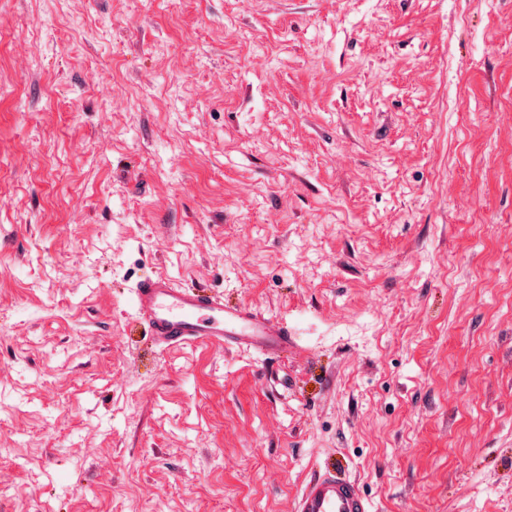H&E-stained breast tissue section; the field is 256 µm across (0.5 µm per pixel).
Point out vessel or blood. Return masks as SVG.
I'll return each instance as SVG.
<instances>
[{"mask_svg":"<svg viewBox=\"0 0 512 512\" xmlns=\"http://www.w3.org/2000/svg\"><path fill=\"white\" fill-rule=\"evenodd\" d=\"M134 310L162 346L205 343L236 345L274 358L292 346L287 323L271 321L223 299L195 293L164 275L139 281L133 291ZM295 512H373L352 481L324 472L312 477L297 498Z\"/></svg>","mask_w":512,"mask_h":512,"instance_id":"vessel-or-blood-1","label":"vessel or blood"}]
</instances>
